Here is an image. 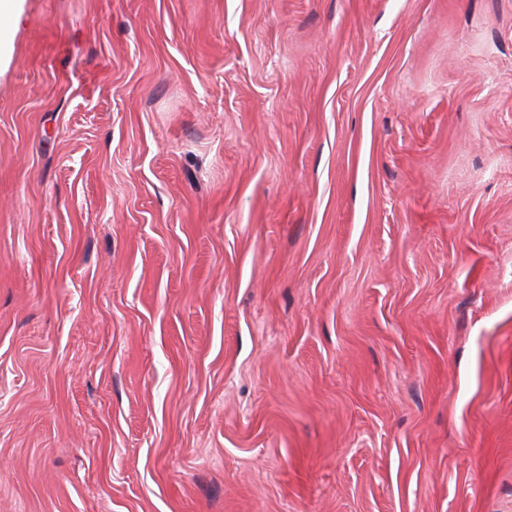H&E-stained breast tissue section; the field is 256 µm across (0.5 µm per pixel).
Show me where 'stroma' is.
Instances as JSON below:
<instances>
[{"label": "stroma", "mask_w": 512, "mask_h": 512, "mask_svg": "<svg viewBox=\"0 0 512 512\" xmlns=\"http://www.w3.org/2000/svg\"><path fill=\"white\" fill-rule=\"evenodd\" d=\"M9 36L0 512H512V0Z\"/></svg>", "instance_id": "stroma-1"}]
</instances>
